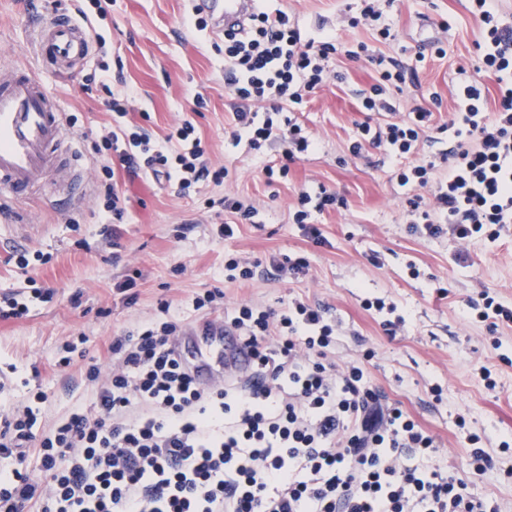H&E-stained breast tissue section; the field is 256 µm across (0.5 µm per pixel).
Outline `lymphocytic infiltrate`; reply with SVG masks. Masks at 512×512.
I'll list each match as a JSON object with an SVG mask.
<instances>
[{"mask_svg": "<svg viewBox=\"0 0 512 512\" xmlns=\"http://www.w3.org/2000/svg\"><path fill=\"white\" fill-rule=\"evenodd\" d=\"M391 0H358L350 27L390 45ZM480 23L475 75L454 85L448 129L453 145L439 159L420 151L430 109L398 118L392 92L410 66L366 43L345 47L332 32L305 37L288 13L257 9L247 28L224 38V85L240 101L239 132L252 149L275 142L295 161L318 143L295 117L326 79L338 54L366 58L378 77L361 91L366 112L389 121L362 123L349 146L407 159L399 186L419 187L405 220L427 238L495 241L512 233V23L496 0H468ZM496 86L488 100L485 81ZM107 211L122 217L116 170L164 177L178 192L222 183L210 169L190 121L163 138L104 128ZM168 308L109 346L111 369L90 362L93 409L78 408L36 438L33 407L0 418V512H501L437 464L439 446L391 404L354 363H337L340 322L302 300L280 314L253 304L225 313L224 325L250 349L254 372L200 386L174 347Z\"/></svg>", "mask_w": 512, "mask_h": 512, "instance_id": "obj_1", "label": "lymphocytic infiltrate"}]
</instances>
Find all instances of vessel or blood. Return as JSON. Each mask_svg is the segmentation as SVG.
Here are the masks:
<instances>
[{
  "label": "vessel or blood",
  "instance_id": "1",
  "mask_svg": "<svg viewBox=\"0 0 512 512\" xmlns=\"http://www.w3.org/2000/svg\"><path fill=\"white\" fill-rule=\"evenodd\" d=\"M191 3L210 19L212 33L221 35L246 23L257 0ZM35 46L38 58L64 75L78 69L88 56L91 36L71 16L57 12L36 28ZM67 129L65 112L32 70L19 68L0 77V194L15 201L42 195L47 174L63 165L56 147L66 140ZM192 342L202 383H211L216 366L235 376L252 370L248 348L223 328L202 331Z\"/></svg>",
  "mask_w": 512,
  "mask_h": 512
}]
</instances>
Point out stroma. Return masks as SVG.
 I'll use <instances>...</instances> for the list:
<instances>
[{
	"instance_id": "35a3bbf8",
	"label": "stroma",
	"mask_w": 512,
	"mask_h": 512,
	"mask_svg": "<svg viewBox=\"0 0 512 512\" xmlns=\"http://www.w3.org/2000/svg\"><path fill=\"white\" fill-rule=\"evenodd\" d=\"M352 0H266L310 35L336 29L346 44L371 42L369 31L342 28L338 21ZM466 0H395L389 18L399 42L389 53L402 61L424 52V41H442L445 55L427 53L402 93L400 115L422 106L433 113L434 128L422 138L423 153L449 149L444 131L453 111L450 89L458 69L474 67L479 23ZM72 0H0V70L30 67L57 96L71 118L75 143L87 163L98 158L103 126L112 121L97 95L84 89L87 77L101 65L121 73L135 101L127 119L145 124L155 137L169 126L190 120L205 143L210 162L226 166L222 184L191 187L184 194L151 177L115 179L126 198L122 220L113 221L104 201L91 196L65 209L47 200L0 201V302L25 299L29 311L18 319L0 320V371L15 366L12 383L0 393V416L21 405H39L36 436L77 407L90 408L92 393L82 361L63 364L65 346L82 342L87 357L105 361L113 338L127 335L155 317L159 303L170 306L183 334L199 332L207 317L195 310L196 296L217 288L223 306L253 302L281 313L299 298L320 307L325 317L341 322L336 347L342 361L374 356L365 364L370 383L398 405L440 448L439 462L467 482L472 492L498 500L512 512V325L490 329L468 303L480 290L512 307V235L491 242L473 239L469 259L458 265L457 242L449 236L424 239L404 222L405 201L412 192L400 188L396 174L403 162L365 145L359 157L348 147L359 124L384 122V115L360 109L357 91L376 77L365 59L338 56L323 85L298 118L317 139L316 152L288 165L287 175L266 178V158L281 155L282 146L250 150L234 142L237 102L224 86V54L218 40L189 27L187 0H111L106 15L93 16L100 44L74 80L60 77L34 55L27 21L49 15ZM203 102H196V95ZM336 193L345 208L313 214L324 241L315 243L293 221L301 191L319 188ZM234 197L257 209L249 220L235 219L222 201ZM235 222L231 237L222 225ZM111 235H103L104 226ZM32 261L19 269L17 252ZM46 262L35 261L36 253ZM303 257V272L277 271L274 261ZM237 258L254 264L250 280L232 281L224 263ZM417 274H410L409 265ZM134 278L135 286L119 291ZM395 303L405 319L396 333L385 316L365 309V300ZM491 372L482 381L480 368ZM48 399L37 403L35 395ZM465 427H458L457 417ZM478 435L491 458L488 469L472 474L467 465Z\"/></svg>"
}]
</instances>
